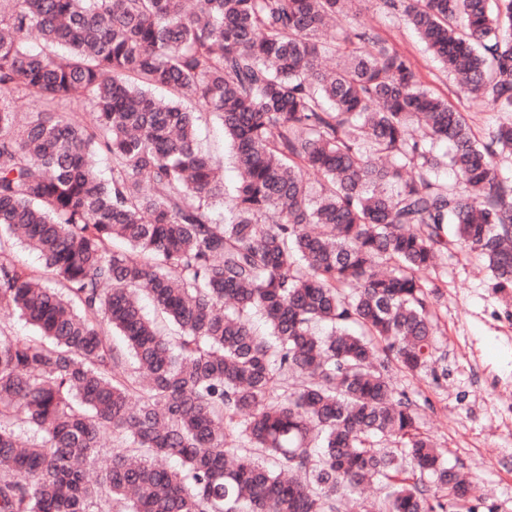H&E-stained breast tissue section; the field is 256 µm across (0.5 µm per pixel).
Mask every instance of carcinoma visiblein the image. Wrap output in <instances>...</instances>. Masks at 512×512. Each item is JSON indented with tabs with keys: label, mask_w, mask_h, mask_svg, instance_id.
Masks as SVG:
<instances>
[{
	"label": "carcinoma",
	"mask_w": 512,
	"mask_h": 512,
	"mask_svg": "<svg viewBox=\"0 0 512 512\" xmlns=\"http://www.w3.org/2000/svg\"><path fill=\"white\" fill-rule=\"evenodd\" d=\"M379 6L512 114V0ZM356 17L355 0H0V308L36 331L0 325V512H475L390 372L432 361L441 252L512 293V121L477 138ZM185 99L223 126L228 196Z\"/></svg>",
	"instance_id": "1"
}]
</instances>
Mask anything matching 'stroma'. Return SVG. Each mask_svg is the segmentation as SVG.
Listing matches in <instances>:
<instances>
[{
	"label": "stroma",
	"instance_id": "1",
	"mask_svg": "<svg viewBox=\"0 0 512 512\" xmlns=\"http://www.w3.org/2000/svg\"><path fill=\"white\" fill-rule=\"evenodd\" d=\"M361 22L381 33L414 61L422 82L466 112L477 133L500 119L457 87L402 19L383 15L375 0H363ZM198 144L224 171V186L237 182L234 158L221 123L207 117ZM424 281L432 292L436 355L446 375L394 372L397 390L423 405V426L448 451L451 463L471 474L477 494L494 512H512V298L491 286L482 259L459 248L442 253Z\"/></svg>",
	"mask_w": 512,
	"mask_h": 512
}]
</instances>
